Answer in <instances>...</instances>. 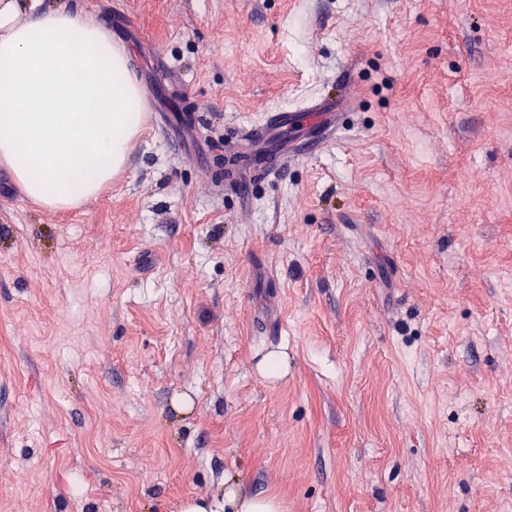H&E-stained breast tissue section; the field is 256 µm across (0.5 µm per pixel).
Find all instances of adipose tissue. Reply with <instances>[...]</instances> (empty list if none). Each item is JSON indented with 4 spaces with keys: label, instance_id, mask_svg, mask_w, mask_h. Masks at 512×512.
<instances>
[{
    "label": "adipose tissue",
    "instance_id": "adipose-tissue-1",
    "mask_svg": "<svg viewBox=\"0 0 512 512\" xmlns=\"http://www.w3.org/2000/svg\"><path fill=\"white\" fill-rule=\"evenodd\" d=\"M0 7V163L34 203L68 210L96 198L126 166L143 93L110 29L75 8L28 0ZM272 496L188 498L180 512H282Z\"/></svg>",
    "mask_w": 512,
    "mask_h": 512
}]
</instances>
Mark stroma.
<instances>
[{
    "instance_id": "1",
    "label": "stroma",
    "mask_w": 512,
    "mask_h": 512,
    "mask_svg": "<svg viewBox=\"0 0 512 512\" xmlns=\"http://www.w3.org/2000/svg\"><path fill=\"white\" fill-rule=\"evenodd\" d=\"M63 3L140 32L146 116L78 209L0 165V512H512V0ZM340 96L223 187L246 125ZM339 109L336 100H319L299 112H270L263 123L243 129L224 149L231 155L224 158L227 185L244 192L254 179L280 173L289 163L322 150L339 127ZM252 155L259 161L257 174L250 166L237 164ZM282 503L273 496L238 495L230 491L221 499L187 498L180 512H282Z\"/></svg>"
}]
</instances>
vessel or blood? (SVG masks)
Masks as SVG:
<instances>
[{
    "label": "vessel or blood",
    "mask_w": 512,
    "mask_h": 512,
    "mask_svg": "<svg viewBox=\"0 0 512 512\" xmlns=\"http://www.w3.org/2000/svg\"><path fill=\"white\" fill-rule=\"evenodd\" d=\"M339 103L319 100L302 111L279 110L243 129L224 159L227 185L242 192L255 177L284 171L288 164L322 150L339 127Z\"/></svg>",
    "instance_id": "1"
}]
</instances>
